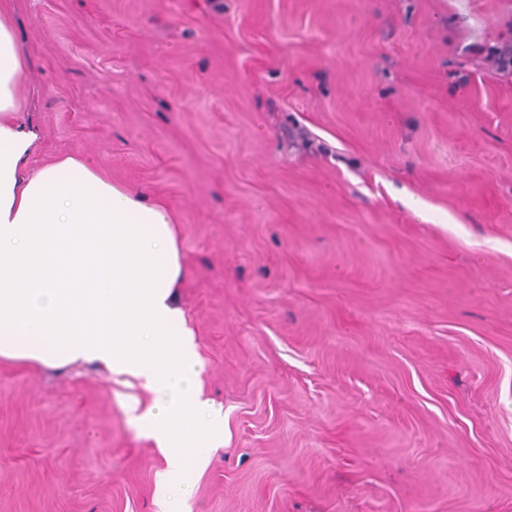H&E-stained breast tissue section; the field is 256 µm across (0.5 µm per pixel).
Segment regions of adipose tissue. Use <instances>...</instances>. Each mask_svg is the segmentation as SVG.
I'll return each mask as SVG.
<instances>
[{
	"label": "adipose tissue",
	"instance_id": "adipose-tissue-1",
	"mask_svg": "<svg viewBox=\"0 0 512 512\" xmlns=\"http://www.w3.org/2000/svg\"><path fill=\"white\" fill-rule=\"evenodd\" d=\"M24 70L0 10V357L141 380L154 404L133 420L166 461L160 512H185L224 417L193 388L203 363L176 299L173 218L79 158L37 162L38 130L16 118Z\"/></svg>",
	"mask_w": 512,
	"mask_h": 512
}]
</instances>
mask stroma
Here are the masks:
<instances>
[{"instance_id": "35a3bbf8", "label": "stroma", "mask_w": 512, "mask_h": 512, "mask_svg": "<svg viewBox=\"0 0 512 512\" xmlns=\"http://www.w3.org/2000/svg\"><path fill=\"white\" fill-rule=\"evenodd\" d=\"M5 7L37 160L174 219L191 512H512V0ZM151 403L1 358L0 512H158Z\"/></svg>"}]
</instances>
